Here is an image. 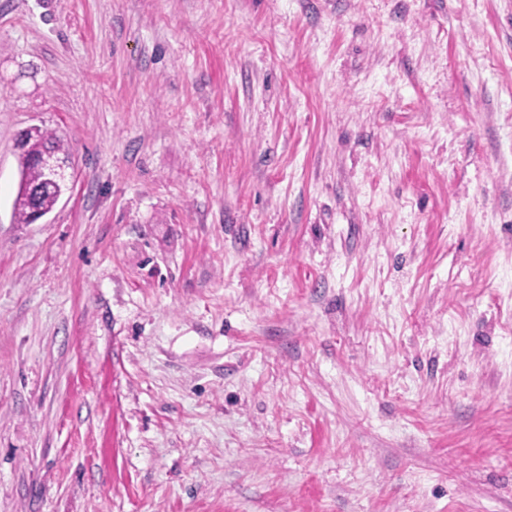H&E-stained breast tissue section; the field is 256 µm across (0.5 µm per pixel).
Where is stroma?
Returning a JSON list of instances; mask_svg holds the SVG:
<instances>
[{
	"mask_svg": "<svg viewBox=\"0 0 512 512\" xmlns=\"http://www.w3.org/2000/svg\"><path fill=\"white\" fill-rule=\"evenodd\" d=\"M0 512H512V0H0ZM69 154V146L61 135L56 132L35 127L27 143L25 154H19L20 186L14 201V212L18 223L28 224L30 212L34 206L46 211H52L57 203L58 188L47 182L42 166L30 161L32 155L60 156ZM39 187L36 197L30 194L31 188ZM34 208L31 216L32 223L45 217L48 213ZM45 173L47 178L52 182H72L73 173L71 172V156L48 159L44 162Z\"/></svg>",
	"mask_w": 512,
	"mask_h": 512,
	"instance_id": "stroma-1",
	"label": "stroma"
}]
</instances>
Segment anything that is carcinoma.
<instances>
[{
	"mask_svg": "<svg viewBox=\"0 0 512 512\" xmlns=\"http://www.w3.org/2000/svg\"><path fill=\"white\" fill-rule=\"evenodd\" d=\"M68 153L69 146L62 136L41 127L34 128L27 143L26 152L18 155L21 180L14 201V212L18 223H28L33 207L50 211L57 203V186L46 181L43 167L31 162L30 157L33 155L60 156Z\"/></svg>",
	"mask_w": 512,
	"mask_h": 512,
	"instance_id": "carcinoma-1",
	"label": "carcinoma"
}]
</instances>
